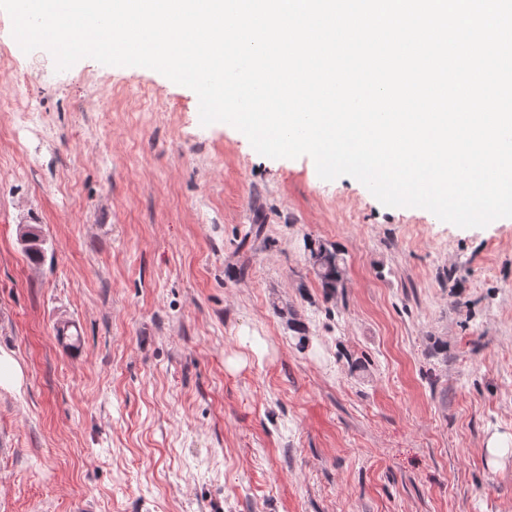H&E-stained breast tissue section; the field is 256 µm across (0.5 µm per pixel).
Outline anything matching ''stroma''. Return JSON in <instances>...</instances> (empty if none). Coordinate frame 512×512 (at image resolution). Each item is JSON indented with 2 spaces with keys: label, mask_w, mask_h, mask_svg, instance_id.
Segmentation results:
<instances>
[{
  "label": "stroma",
  "mask_w": 512,
  "mask_h": 512,
  "mask_svg": "<svg viewBox=\"0 0 512 512\" xmlns=\"http://www.w3.org/2000/svg\"><path fill=\"white\" fill-rule=\"evenodd\" d=\"M310 242L345 260L336 297ZM0 349L24 373L0 512H512L487 449L512 441V223L261 156L151 69L56 71L2 11Z\"/></svg>",
  "instance_id": "obj_1"
}]
</instances>
